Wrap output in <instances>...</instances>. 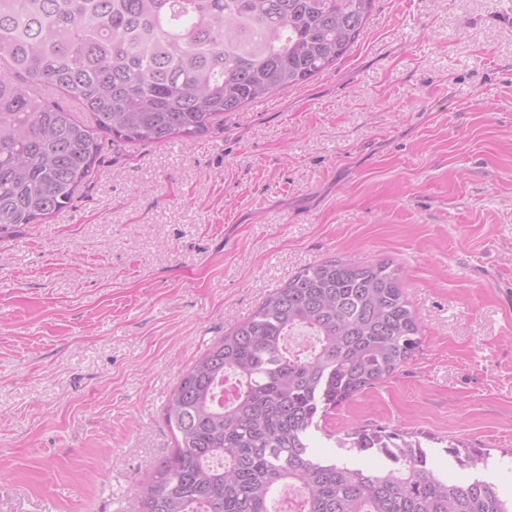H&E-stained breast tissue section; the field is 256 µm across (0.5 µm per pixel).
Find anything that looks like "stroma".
Listing matches in <instances>:
<instances>
[{"instance_id":"stroma-1","label":"stroma","mask_w":512,"mask_h":512,"mask_svg":"<svg viewBox=\"0 0 512 512\" xmlns=\"http://www.w3.org/2000/svg\"><path fill=\"white\" fill-rule=\"evenodd\" d=\"M334 256L401 269L421 345L319 454L370 467L350 427L412 432L511 498L512 0H375L312 81L189 147L106 146L69 206L0 232V512H136L181 372Z\"/></svg>"}]
</instances>
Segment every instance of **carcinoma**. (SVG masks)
I'll use <instances>...</instances> for the list:
<instances>
[{
  "instance_id": "obj_1",
  "label": "carcinoma",
  "mask_w": 512,
  "mask_h": 512,
  "mask_svg": "<svg viewBox=\"0 0 512 512\" xmlns=\"http://www.w3.org/2000/svg\"><path fill=\"white\" fill-rule=\"evenodd\" d=\"M374 2L0 0V232L67 207L105 135L191 141L310 81L351 48ZM420 336L392 263L333 257L300 271L181 375L164 413L175 448L138 485L139 512H270L275 491L297 486L307 512H512L494 483L448 482L396 432L355 427L343 442L379 458L394 445L390 467L310 451L326 416L409 361ZM228 371L240 391L226 405Z\"/></svg>"
}]
</instances>
